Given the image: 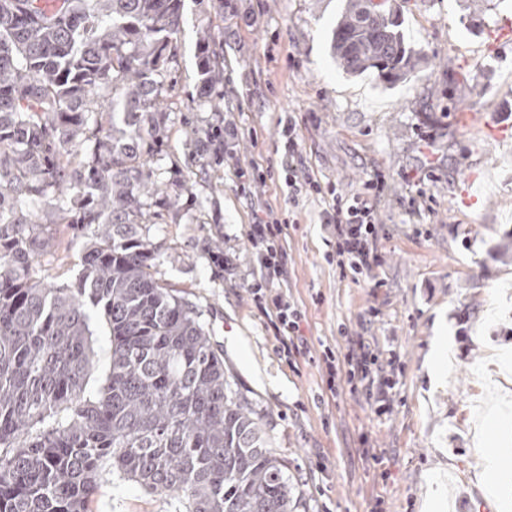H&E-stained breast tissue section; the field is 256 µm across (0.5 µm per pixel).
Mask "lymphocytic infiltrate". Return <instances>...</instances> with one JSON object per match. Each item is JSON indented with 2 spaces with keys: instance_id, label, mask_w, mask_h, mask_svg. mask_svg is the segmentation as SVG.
Instances as JSON below:
<instances>
[{
  "instance_id": "1",
  "label": "lymphocytic infiltrate",
  "mask_w": 512,
  "mask_h": 512,
  "mask_svg": "<svg viewBox=\"0 0 512 512\" xmlns=\"http://www.w3.org/2000/svg\"><path fill=\"white\" fill-rule=\"evenodd\" d=\"M241 137L235 121L225 119L224 167L237 180L239 193L252 196L256 186L276 178L286 185L291 204H298L303 197L322 198L320 222L331 237V249L324 255L326 262L338 268L341 278L355 282L375 280L383 262V227L377 219V207L385 191L384 176L379 171H371L360 191L350 195L339 192L335 184L323 183L303 164L299 129L292 119L284 122L280 130L278 170L241 159L236 152ZM252 211V222L247 225L245 236L251 246L256 276L248 292L252 305L269 320L279 355L290 364L299 357H316L325 373L326 390L330 395H337L340 386L345 384L350 392L364 393L375 413H390L394 390L403 371L399 355H383L364 337H349L343 326L338 332L347 338L345 353H336L328 345L323 346L320 353H312L302 330L306 314L286 287L288 221L278 217L265 203L253 205Z\"/></svg>"
}]
</instances>
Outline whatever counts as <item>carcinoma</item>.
<instances>
[{"label":"carcinoma","mask_w":512,"mask_h":512,"mask_svg":"<svg viewBox=\"0 0 512 512\" xmlns=\"http://www.w3.org/2000/svg\"><path fill=\"white\" fill-rule=\"evenodd\" d=\"M0 0V512H90L117 473L175 512H294L288 469L224 372L196 307L152 274L147 225L196 175L151 167L167 138L182 0ZM205 90L224 85L223 46L196 31ZM330 49L348 74L393 86L423 57L397 11L346 0ZM112 92L92 108L95 91ZM194 137L201 168L224 162V116ZM46 211L49 222L35 220ZM84 239L74 285L38 276L58 225ZM110 363L94 368L92 326ZM95 350L97 352V365L90 381V387L97 386L98 381L102 379L109 368L110 342L106 330L101 324H96Z\"/></svg>","instance_id":"obj_1"}]
</instances>
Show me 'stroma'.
Masks as SVG:
<instances>
[{
	"label": "stroma",
	"instance_id": "stroma-1",
	"mask_svg": "<svg viewBox=\"0 0 512 512\" xmlns=\"http://www.w3.org/2000/svg\"><path fill=\"white\" fill-rule=\"evenodd\" d=\"M213 3L184 0L155 172L163 178L187 165L194 130L211 118L195 63V33L207 28L224 43V109L244 132L243 159L277 166V120L289 113L301 124L311 174L345 194L370 170L384 175L383 287L341 279L324 260L317 197L300 202L288 227V287L305 306L312 346H343V324L399 354L392 412L376 415L345 389L328 400L315 365L279 359L246 293L251 207L223 173L190 183L177 221L151 225L161 247L156 278L201 310L225 370L288 468L294 512H371L378 500L384 512H512V487L491 493L485 480L489 462L512 448V405L502 410L498 438L482 425L495 386L512 390V134L496 139L461 122L462 113L487 112L512 125V42L495 45L490 36L512 24V0H488L476 26L465 0H395L403 32L425 60L416 76L388 87L370 72L345 74L330 55L345 0H236L258 14L250 28ZM218 238L225 269L208 256ZM372 306L380 314L361 329ZM442 346L449 367L440 376L430 361ZM367 446L383 464L363 455ZM92 509L172 512L173 501L108 474Z\"/></svg>",
	"mask_w": 512,
	"mask_h": 512
}]
</instances>
